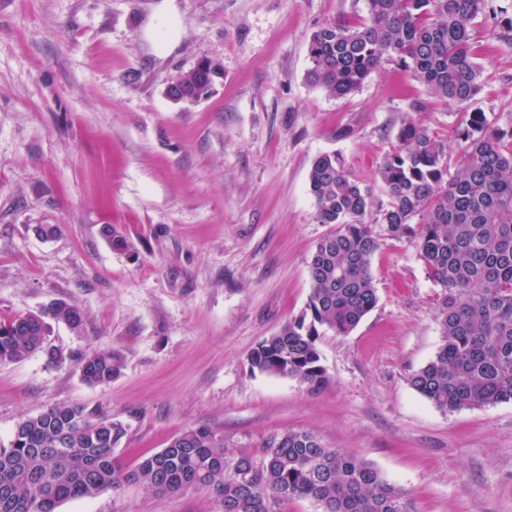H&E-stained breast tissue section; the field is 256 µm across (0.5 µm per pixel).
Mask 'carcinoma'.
<instances>
[{
    "label": "carcinoma",
    "instance_id": "1",
    "mask_svg": "<svg viewBox=\"0 0 512 512\" xmlns=\"http://www.w3.org/2000/svg\"><path fill=\"white\" fill-rule=\"evenodd\" d=\"M492 0H364L365 16L318 26L308 44L307 78L329 96L346 98L390 62L425 85L433 102L467 107L481 92V65L472 41L480 18L493 16L512 41V15L490 11ZM216 66L170 81L181 96L206 97ZM464 158L448 176V145L404 116L396 145L378 168L385 198L347 173L336 153L312 162L308 182L315 219L335 225L309 262L306 308L249 355L251 370L296 380L310 391L328 383L319 342L349 334L377 301L371 260L379 249L374 225L393 238L417 239L419 257L440 288L441 340L414 371L411 386L437 409L456 412L512 402V123L492 126L469 112L458 132ZM49 314L77 329L81 311L57 302ZM47 325L17 316L0 323V363H17L45 349ZM121 358L91 352L81 358L90 385L112 381ZM125 430L85 408L57 405L20 420L0 446V512H58L70 500L140 484L156 494L187 487L211 491L224 512H281L309 499L321 512H410L407 492L370 462L326 447L313 433L287 430L266 439L261 457H228L224 437L187 430L168 446L124 467L115 451Z\"/></svg>",
    "mask_w": 512,
    "mask_h": 512
}]
</instances>
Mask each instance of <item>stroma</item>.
I'll return each mask as SVG.
<instances>
[{"label": "stroma", "mask_w": 512, "mask_h": 512, "mask_svg": "<svg viewBox=\"0 0 512 512\" xmlns=\"http://www.w3.org/2000/svg\"><path fill=\"white\" fill-rule=\"evenodd\" d=\"M363 0H0V321L56 302L42 352L0 363V446L16 423L56 405L121 422L129 466L199 427L228 455L308 430L403 487L411 512H512V402L443 412L408 378L440 343V293L412 238L381 235L377 303L348 335L319 342L326 388L251 371L248 355L305 309L317 223L308 176L339 154L376 185L395 127L426 88L384 64L337 99L306 79L318 26ZM482 91L471 108L512 121V46L477 22ZM221 66L209 97L165 88L200 60ZM448 143L456 171L462 109L417 116ZM58 234L37 236L36 225ZM114 227L129 243L113 250ZM120 355L87 384L79 359ZM204 488L142 486L71 500L58 512H222Z\"/></svg>", "instance_id": "obj_1"}]
</instances>
